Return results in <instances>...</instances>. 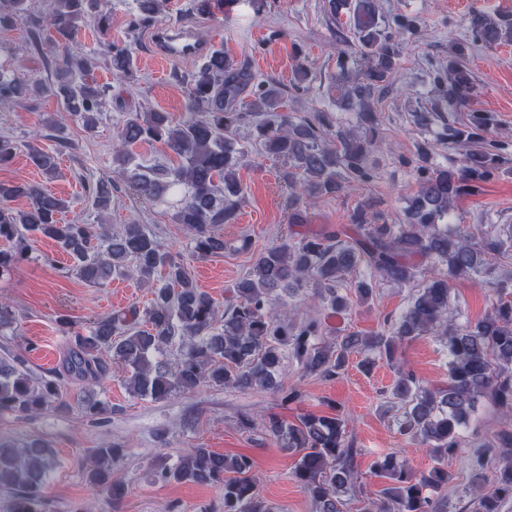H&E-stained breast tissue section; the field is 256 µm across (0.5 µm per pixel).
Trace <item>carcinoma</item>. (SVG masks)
Wrapping results in <instances>:
<instances>
[{"label":"carcinoma","instance_id":"carcinoma-1","mask_svg":"<svg viewBox=\"0 0 512 512\" xmlns=\"http://www.w3.org/2000/svg\"><path fill=\"white\" fill-rule=\"evenodd\" d=\"M27 0H0V27L13 24L26 11ZM133 28L156 23L166 0H135ZM331 18L338 19L335 105L356 117L347 125L334 112L316 109L293 119L285 112V91L271 79L258 80L234 66L221 49L214 50L187 78V112L176 122L165 112H131L112 148V162L129 191L152 203L169 204L192 244V253L207 257L224 251L220 229L235 221L242 195L238 163L245 154L237 130L248 122L256 148L266 156L288 161L285 209L288 223L305 222L304 203L355 190L377 178L374 159L379 145V116L375 97L388 90L401 59V38L417 28V20L402 14L383 15L375 0H327ZM199 19L224 11V0H189ZM346 17L341 21L340 17ZM91 20L99 29L112 19L103 0H54L44 17L31 16L27 38L39 46L44 28L61 40L74 37L78 22ZM512 42V12L493 16L474 10L466 34L448 46V64L433 70L428 100L410 112L414 126L432 131L441 149L457 151L446 165L431 162V146L423 142L411 156H399L409 166L417 191L408 199L404 221L393 224L381 201L366 198L349 216V223L307 229L259 255L249 273L218 305L200 290L187 264L174 257L142 224H127L113 233L104 224L81 220L60 222L68 202L39 183L0 181V274L26 258L30 235L55 241L73 261V271L91 287L128 274L152 287L149 306H131L98 318L80 331L62 314L56 323L69 337L60 367L50 375L29 370L19 356L0 358V414L30 417L50 411L67 415L73 405L64 390L67 379L82 382L106 379L112 355L125 369L123 382L137 399L164 401L176 392L201 386L239 391L254 388L281 391L276 378L285 362L296 361L310 374L332 379L352 353L364 355L362 367L391 364L399 350L421 336H433L448 356V381L423 384L413 370L398 366L391 396L403 408L398 432L427 449L437 465L415 474L395 452L376 456L370 475L385 480L377 498L363 512H441L435 495L448 485V456L463 447V431L482 401L495 406L502 426L492 442L477 448L470 459L475 512H501L512 500V284L496 283L498 298L491 312L476 322L458 325L448 318L450 282H483L496 264L512 253V226L507 235L499 226L474 235L458 226L448 228L457 199L475 191L503 166L512 163L507 146L493 137L498 123L491 112L469 111L467 121L456 113L468 108L478 93L475 73L468 65L471 48ZM361 66L349 68L348 49ZM125 46L108 45L107 64L116 73L132 72ZM97 67L93 58L64 57L58 64L56 95L64 111L81 119L86 130L96 128L105 90L88 80ZM36 82L0 66V100L25 98L39 92ZM249 92L251 100L238 105ZM159 143L177 155L173 167L135 163L129 147ZM17 153L16 143L0 136V166ZM31 163L47 178L56 177L54 154L34 145ZM115 183L98 180L86 188L93 207L111 210ZM28 200L25 210L9 203ZM415 289L405 312L385 321L387 330L370 336L348 333L334 343L323 341L325 323L311 317L292 325L280 308L281 292L291 291L319 302L333 313L348 311L372 295V278ZM177 347L174 363L157 359ZM349 418L336 405L322 414H306L296 423L271 415L256 423L240 415L247 430L260 427L262 437L284 448L302 451L293 476L319 506V512H344L347 493L357 480V449L347 439ZM124 457L117 445L92 448L86 478L116 508L125 494L113 475ZM501 465L490 487L484 485L487 464ZM53 449L41 440L17 443L0 435V491L10 497L11 512H42L41 489L57 467ZM162 481L175 479L211 484L221 489L224 512H271L259 493V477L247 455L224 456L207 448H192L173 467L157 470Z\"/></svg>","mask_w":512,"mask_h":512}]
</instances>
